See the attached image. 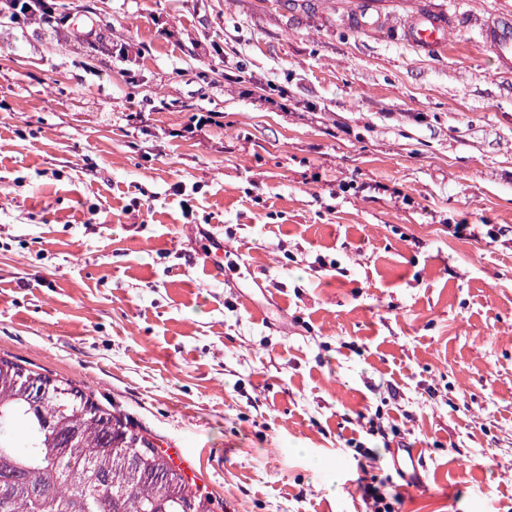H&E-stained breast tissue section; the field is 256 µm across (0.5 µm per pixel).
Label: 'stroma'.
<instances>
[{
	"label": "stroma",
	"mask_w": 512,
	"mask_h": 512,
	"mask_svg": "<svg viewBox=\"0 0 512 512\" xmlns=\"http://www.w3.org/2000/svg\"><path fill=\"white\" fill-rule=\"evenodd\" d=\"M376 2L372 32L354 0L0 19V357L178 449L215 512H367L364 483L512 512V72L481 26L512 0ZM448 34V16L435 10L413 14L406 22L407 40L418 51L434 55L444 46Z\"/></svg>",
	"instance_id": "obj_1"
}]
</instances>
